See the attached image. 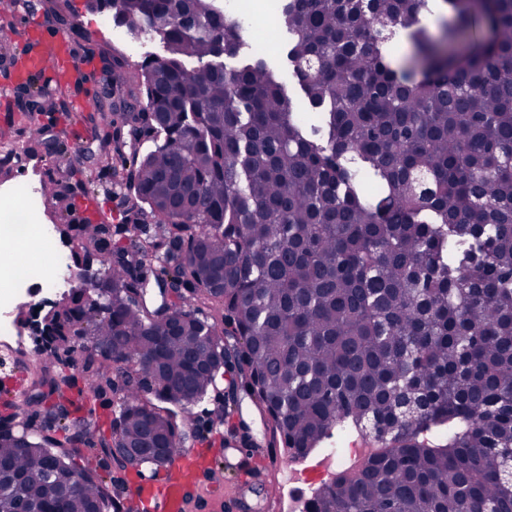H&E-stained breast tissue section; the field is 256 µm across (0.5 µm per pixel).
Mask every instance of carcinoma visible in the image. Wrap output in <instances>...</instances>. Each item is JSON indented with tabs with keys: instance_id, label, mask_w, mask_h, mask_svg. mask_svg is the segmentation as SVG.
I'll use <instances>...</instances> for the list:
<instances>
[{
	"instance_id": "obj_1",
	"label": "carcinoma",
	"mask_w": 512,
	"mask_h": 512,
	"mask_svg": "<svg viewBox=\"0 0 512 512\" xmlns=\"http://www.w3.org/2000/svg\"><path fill=\"white\" fill-rule=\"evenodd\" d=\"M90 2L163 44L132 75L112 57L113 93L146 103L106 162L126 223L164 229L160 261L193 288L171 320L113 263L90 347L119 364L91 361L75 397L69 343L39 372L63 431L100 432L94 400L133 370L122 442L177 451L230 352L292 458L353 432L383 447L304 512H512V0H281L301 100L263 58L224 65L241 23L218 0ZM398 26L417 62L400 72ZM109 111L88 118L103 148ZM68 442L0 434V512H144L98 472L112 438L80 481Z\"/></svg>"
}]
</instances>
